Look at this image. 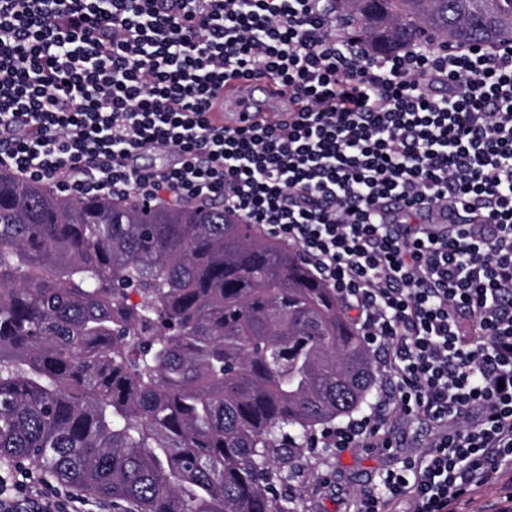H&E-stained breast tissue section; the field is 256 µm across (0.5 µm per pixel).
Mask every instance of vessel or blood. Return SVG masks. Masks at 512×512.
<instances>
[{
    "mask_svg": "<svg viewBox=\"0 0 512 512\" xmlns=\"http://www.w3.org/2000/svg\"><path fill=\"white\" fill-rule=\"evenodd\" d=\"M287 99V94L281 93L270 80H231L216 98L211 117L218 126L272 124L279 119L278 106Z\"/></svg>",
    "mask_w": 512,
    "mask_h": 512,
    "instance_id": "obj_1",
    "label": "vessel or blood"
}]
</instances>
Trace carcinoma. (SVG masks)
<instances>
[{
  "label": "carcinoma",
  "instance_id": "carcinoma-1",
  "mask_svg": "<svg viewBox=\"0 0 512 512\" xmlns=\"http://www.w3.org/2000/svg\"><path fill=\"white\" fill-rule=\"evenodd\" d=\"M480 0H347L376 51L509 41ZM374 356L297 248L224 207L117 208L0 171V460L115 512H297L278 488Z\"/></svg>",
  "mask_w": 512,
  "mask_h": 512
}]
</instances>
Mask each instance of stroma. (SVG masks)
<instances>
[{"label": "stroma", "mask_w": 512, "mask_h": 512, "mask_svg": "<svg viewBox=\"0 0 512 512\" xmlns=\"http://www.w3.org/2000/svg\"><path fill=\"white\" fill-rule=\"evenodd\" d=\"M385 415L396 424L398 448L388 452L350 448L339 454L316 449L305 460L297 482L286 491L297 500L300 512H350L354 497L378 483L381 474L398 467L404 452H426L436 432L431 423L400 420L391 405Z\"/></svg>", "instance_id": "stroma-1"}]
</instances>
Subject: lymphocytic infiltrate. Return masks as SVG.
<instances>
[{"instance_id": "obj_1", "label": "lymphocytic infiltrate", "mask_w": 512, "mask_h": 512, "mask_svg": "<svg viewBox=\"0 0 512 512\" xmlns=\"http://www.w3.org/2000/svg\"><path fill=\"white\" fill-rule=\"evenodd\" d=\"M346 0H0V169L66 196L222 203L300 249L386 350L385 400L427 452L355 512H455L512 484V44L377 54ZM277 79L288 116L214 125L226 80ZM161 166L140 165L148 153ZM382 412L314 448H388ZM17 464L0 512H86ZM500 495V484L488 483L480 488H477L467 498L457 506L459 512H483L488 510L491 503L498 500Z\"/></svg>"}]
</instances>
